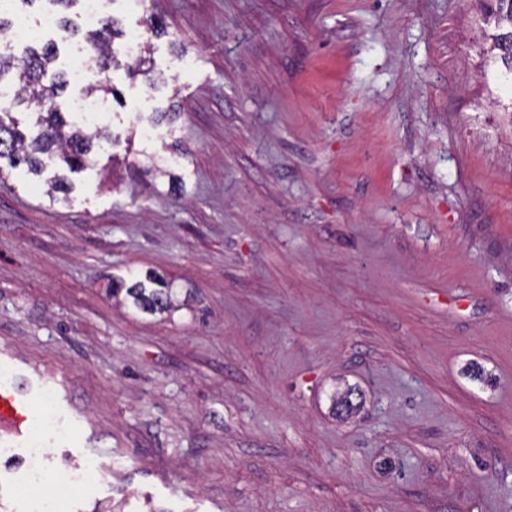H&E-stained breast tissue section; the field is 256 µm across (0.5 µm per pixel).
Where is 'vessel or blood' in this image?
<instances>
[{"label": "vessel or blood", "mask_w": 512, "mask_h": 512, "mask_svg": "<svg viewBox=\"0 0 512 512\" xmlns=\"http://www.w3.org/2000/svg\"><path fill=\"white\" fill-rule=\"evenodd\" d=\"M37 392L23 371L16 372L13 380L0 383V430L11 436L15 446L34 443L32 411Z\"/></svg>", "instance_id": "vessel-or-blood-1"}]
</instances>
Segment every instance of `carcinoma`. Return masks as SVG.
<instances>
[{"label": "carcinoma", "instance_id": "obj_1", "mask_svg": "<svg viewBox=\"0 0 512 512\" xmlns=\"http://www.w3.org/2000/svg\"><path fill=\"white\" fill-rule=\"evenodd\" d=\"M483 23L498 30L490 35L492 45L487 53L501 60L506 71L512 73V0H479ZM121 34L116 21L106 16L94 31L85 33L84 40L93 48L89 58L92 69L105 78L86 87V92L115 96L116 90L107 72L119 66L111 49L112 39ZM58 56L57 43L33 41L24 46L21 55L0 51V89L6 96L0 100V159L5 158L12 168L21 165L35 175L46 167V161L79 172L94 162V141L113 143L112 137L99 129L93 133L62 112L57 98L65 91L64 75L55 73L44 83L50 66ZM34 108L36 123L41 131L30 139L20 129L13 112L20 105ZM126 294L135 306L149 312H165L171 306L170 288L163 282L148 288L142 281L126 287ZM358 394L352 388L332 398L336 413L345 417L356 408Z\"/></svg>", "mask_w": 512, "mask_h": 512}]
</instances>
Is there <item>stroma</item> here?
<instances>
[{
  "label": "stroma",
  "instance_id": "stroma-1",
  "mask_svg": "<svg viewBox=\"0 0 512 512\" xmlns=\"http://www.w3.org/2000/svg\"><path fill=\"white\" fill-rule=\"evenodd\" d=\"M114 145L0 171V383L60 512H512V114L472 0H106ZM147 74L127 35L146 19ZM154 274L151 315L117 283ZM360 405L345 418L336 391ZM26 449H0V512ZM101 480L61 497L66 470ZM53 387L51 385L33 386L26 372L18 370L12 381L0 383V428L12 437L16 447H29L26 475L21 492L29 496L44 483L42 459L44 448L33 440L34 420L32 416L35 395Z\"/></svg>",
  "mask_w": 512,
  "mask_h": 512
}]
</instances>
